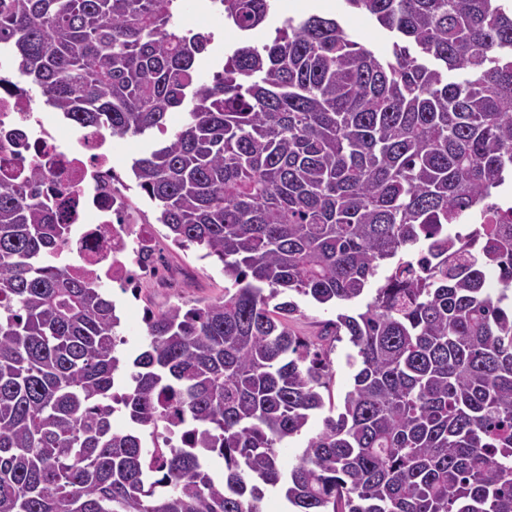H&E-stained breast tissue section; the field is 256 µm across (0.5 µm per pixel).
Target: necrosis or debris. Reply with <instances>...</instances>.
<instances>
[{
  "mask_svg": "<svg viewBox=\"0 0 512 512\" xmlns=\"http://www.w3.org/2000/svg\"><path fill=\"white\" fill-rule=\"evenodd\" d=\"M69 127L11 75L0 76V182L37 160L47 181L78 201L63 218L71 231L58 256L74 275L131 287L154 271L148 230L129 212L124 183L112 177L111 140L96 134L70 142L62 136Z\"/></svg>",
  "mask_w": 512,
  "mask_h": 512,
  "instance_id": "necrosis-or-debris-1",
  "label": "necrosis or debris"
}]
</instances>
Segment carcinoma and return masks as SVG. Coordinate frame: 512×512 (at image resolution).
<instances>
[{"label":"carcinoma","instance_id":"1","mask_svg":"<svg viewBox=\"0 0 512 512\" xmlns=\"http://www.w3.org/2000/svg\"><path fill=\"white\" fill-rule=\"evenodd\" d=\"M344 4L389 55L335 18L214 0L245 40L204 79L213 34L182 0H0V44L52 109L164 135L136 187L224 273L133 356L102 283L54 262L69 225L41 167L0 184V512H264L271 491L285 512H512V213L448 235L512 175V0ZM368 293L326 323L357 372L287 469L333 378L292 296Z\"/></svg>","mask_w":512,"mask_h":512}]
</instances>
